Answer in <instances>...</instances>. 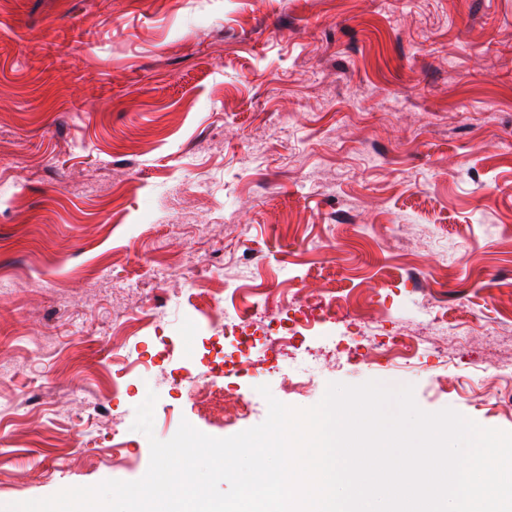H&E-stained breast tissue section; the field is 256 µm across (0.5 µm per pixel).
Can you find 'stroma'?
Masks as SVG:
<instances>
[{"label":"stroma","mask_w":512,"mask_h":512,"mask_svg":"<svg viewBox=\"0 0 512 512\" xmlns=\"http://www.w3.org/2000/svg\"><path fill=\"white\" fill-rule=\"evenodd\" d=\"M217 265L230 312L333 289L378 313L374 346L447 298L476 332L398 366L349 357L328 322L305 333L311 366L225 371L248 417L204 416L170 377L236 353L199 313ZM1 274L0 505L139 479L184 421L254 427L262 385L299 408L331 383L409 386L423 411L512 432L492 367L512 361V0H0ZM487 316L506 329L483 335Z\"/></svg>","instance_id":"35a3bbf8"}]
</instances>
